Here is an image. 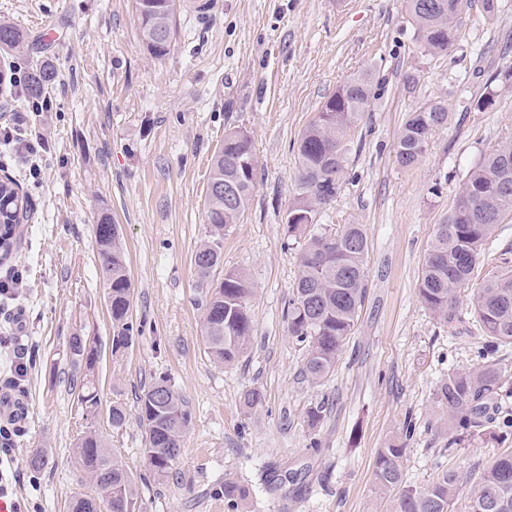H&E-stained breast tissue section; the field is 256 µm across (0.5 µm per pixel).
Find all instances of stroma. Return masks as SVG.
<instances>
[{
  "instance_id": "stroma-1",
  "label": "stroma",
  "mask_w": 512,
  "mask_h": 512,
  "mask_svg": "<svg viewBox=\"0 0 512 512\" xmlns=\"http://www.w3.org/2000/svg\"><path fill=\"white\" fill-rule=\"evenodd\" d=\"M472 0L449 55L422 53L404 0H180L168 55L150 56L135 0H0V18L24 33L20 52L0 55V77L47 61L57 76L50 111H32L22 88L0 94V173L30 199L7 268L21 270L18 299L0 296V389L35 413L16 423L13 496L29 512H68L94 486L74 465L86 427L109 441L133 476L143 512H384L374 493L378 448L405 424L414 433L402 467L427 485L438 466L459 471L473 494L483 469L512 450V435L446 450L434 393L448 372L480 364L484 344L470 299L512 266V214L499 224L447 328L418 297L424 254L471 171L512 139V0L487 15ZM378 98L350 132L339 192L318 221L364 225L368 289L336 367L305 381V350L288 333L300 245L286 221L296 193V143L337 85L362 70ZM491 98L487 108L478 100ZM444 101L448 123L419 161L400 166L394 145L411 112ZM230 127L246 130L257 186L224 237L223 267L245 273L251 345L234 364L214 362L202 340L194 254L207 233L204 201L211 158ZM40 142L28 155L25 142ZM109 213L123 235L141 333L112 354V320L99 277L94 226ZM94 337L103 407L121 403L123 427L83 419L69 384L65 339ZM33 354L13 382L10 361ZM167 378L192 422L181 455L154 479L136 416L144 386ZM259 391L253 410L243 393ZM322 406L317 426L307 411ZM47 449L33 474L26 459ZM244 488L227 503L225 483Z\"/></svg>"
}]
</instances>
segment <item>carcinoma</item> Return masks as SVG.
I'll return each instance as SVG.
<instances>
[{"label": "carcinoma", "instance_id": "carcinoma-1", "mask_svg": "<svg viewBox=\"0 0 512 512\" xmlns=\"http://www.w3.org/2000/svg\"><path fill=\"white\" fill-rule=\"evenodd\" d=\"M470 0H406L420 49L431 56L446 55L460 35L461 15ZM175 3L160 0L150 13L143 0H135L143 43L150 55L168 54L175 34ZM23 34L16 24L0 19V53L20 48ZM56 78L48 62L30 66L24 78L26 95L33 104L44 101L46 87ZM374 77L361 71L344 80L305 128L297 145V192L288 209V234L301 241L293 296L288 302V332L304 345L301 373L317 384L334 370L347 338L352 334L367 291L366 265L369 242L361 224H341L322 231L320 211L339 190L347 160L350 129L375 100ZM448 123L440 102L412 112L395 144L397 162L403 167L422 156L429 136ZM257 159L249 133L241 128L224 131V141L212 158L205 197L208 235L197 248L194 265L201 298L203 340L214 361L230 365L247 351L253 325L247 299L252 288L247 276L236 270L210 282L211 267L223 264L224 233L238 223L256 188ZM27 199L17 184L0 182V258L10 259L21 221L27 217ZM512 212V141L486 155L455 196L448 213L435 225L418 280L421 304L440 323L458 320L460 292L472 280L497 224ZM112 218L104 213L94 227L99 272L112 300V354L128 348L135 337L129 319L132 283L119 233L106 231ZM471 310L485 339V346L512 345V269L507 267L486 279L472 298ZM67 355L80 376L78 401L96 403L95 383L101 349L78 331L68 338ZM503 368L485 361L467 371L448 373L435 393V404L451 434L448 448L463 438L496 442L512 432V409L507 399ZM137 419L145 432L144 454L152 472L164 476L181 453V443L192 416L182 396L168 380L154 381L137 398ZM412 424L378 449L374 481L381 494L395 493L389 512H455L463 493L461 475L438 467L424 487L407 484L402 459ZM73 462L95 488L110 492L112 512H142L132 477L111 456L106 439L96 430L81 435L73 448ZM468 512H512V452L502 454L484 470L479 487L469 498Z\"/></svg>", "mask_w": 512, "mask_h": 512}]
</instances>
